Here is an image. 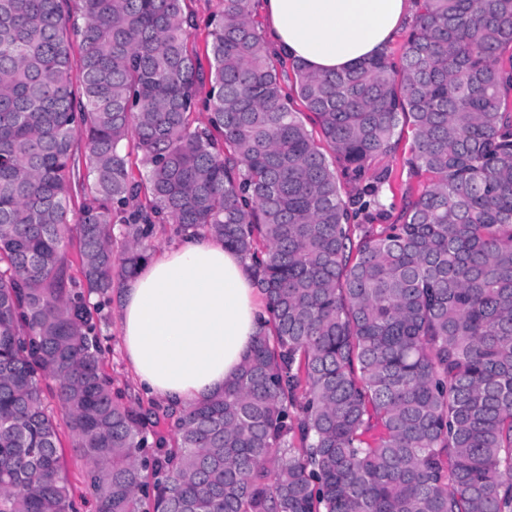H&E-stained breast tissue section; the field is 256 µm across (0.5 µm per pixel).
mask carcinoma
<instances>
[{
	"label": "carcinoma",
	"instance_id": "cac0c4a2",
	"mask_svg": "<svg viewBox=\"0 0 512 512\" xmlns=\"http://www.w3.org/2000/svg\"><path fill=\"white\" fill-rule=\"evenodd\" d=\"M249 2L205 72L185 0H0V512H78L61 420L94 512H512V0H420L399 61L332 73ZM402 120L429 183L378 226ZM169 222L270 314L178 414L113 388L90 301Z\"/></svg>",
	"mask_w": 512,
	"mask_h": 512
}]
</instances>
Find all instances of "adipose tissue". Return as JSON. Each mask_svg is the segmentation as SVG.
<instances>
[{
	"label": "adipose tissue",
	"mask_w": 512,
	"mask_h": 512,
	"mask_svg": "<svg viewBox=\"0 0 512 512\" xmlns=\"http://www.w3.org/2000/svg\"><path fill=\"white\" fill-rule=\"evenodd\" d=\"M274 49L316 72L383 54L410 0H262ZM126 359L140 390L181 410L223 388L260 332L248 263L212 237L147 261L116 293Z\"/></svg>",
	"instance_id": "adipose-tissue-1"
}]
</instances>
